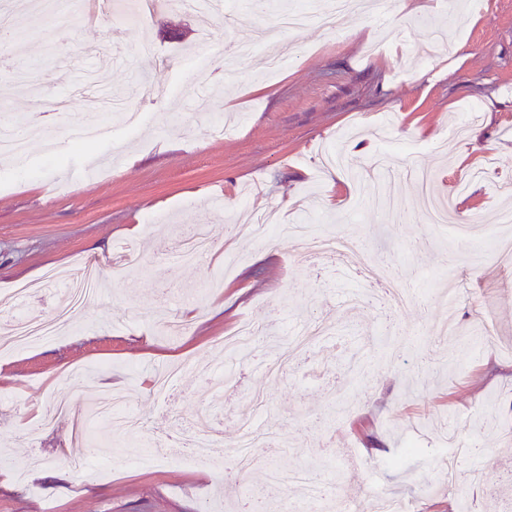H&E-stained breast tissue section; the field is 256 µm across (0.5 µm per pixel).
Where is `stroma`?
Masks as SVG:
<instances>
[{
  "label": "stroma",
  "mask_w": 512,
  "mask_h": 512,
  "mask_svg": "<svg viewBox=\"0 0 512 512\" xmlns=\"http://www.w3.org/2000/svg\"><path fill=\"white\" fill-rule=\"evenodd\" d=\"M129 0L83 11L33 14L7 47L0 67V122L32 114V93L69 102L61 118L29 130L25 159L0 158V298L9 312L46 321L59 305L49 285L27 298L14 285L51 268L77 272L97 259L104 274L98 298L81 324L27 349L0 348V512H244L262 499L277 512L284 488L269 479L310 460L331 497L353 512H372L373 489L402 497L411 512H458L441 478L447 438L480 447L462 457L458 474L478 472L476 512H512V263L491 254L512 210V0H442L439 9L406 14L364 9L355 25L370 31L379 53L348 32L309 23L291 33L297 52L275 76L264 47L242 59L235 75L201 79L187 89L194 59L222 68L225 43L273 26L291 8L320 15L327 0H224L210 19L169 4L128 19ZM68 42L53 51L48 26ZM154 44L142 52L143 41ZM156 77L164 92L140 103L131 87ZM122 93L142 112L131 126L112 118V134L80 146L68 125L84 122L99 89ZM237 118L236 133L213 134L214 113ZM61 146L44 155L46 136ZM94 161L97 183L74 171ZM434 176L437 195L452 197L469 217L468 242L426 217L424 196L409 162ZM345 187V205L328 210L330 186ZM310 197L315 232L344 234L357 249L335 263H315L281 235L261 241L239 235L236 218ZM406 218L392 224L389 213ZM216 242L195 264L172 265L163 254L196 227ZM138 266L113 277L124 248ZM396 279L411 301L368 309L348 299ZM456 283L455 316L464 334L491 328L494 343L442 340L436 328L444 294ZM187 324L174 335L170 315ZM327 331L290 356L306 319ZM278 321L279 346L259 342L242 358L220 346L241 321ZM284 359L279 376L267 362ZM236 368L230 387L210 388L204 376ZM177 371L171 396L153 392L155 374ZM56 394L81 385L123 391L143 422L139 435L113 440L105 456L111 476L75 470L60 450L70 418L52 427L28 422L26 411L50 406ZM208 413L217 462L188 464L165 432L190 427ZM276 437L246 470L232 467L245 420Z\"/></svg>",
  "instance_id": "35a3bbf8"
}]
</instances>
